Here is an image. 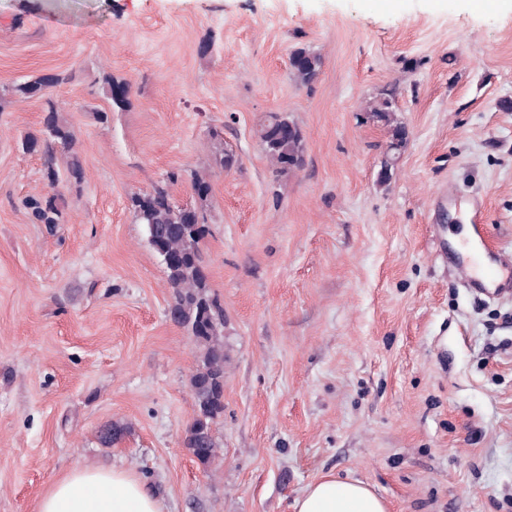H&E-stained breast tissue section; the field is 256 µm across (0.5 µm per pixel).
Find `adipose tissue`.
<instances>
[{
  "label": "adipose tissue",
  "mask_w": 512,
  "mask_h": 512,
  "mask_svg": "<svg viewBox=\"0 0 512 512\" xmlns=\"http://www.w3.org/2000/svg\"><path fill=\"white\" fill-rule=\"evenodd\" d=\"M37 512H162V505L129 470L85 466L55 481ZM293 512H387V506L369 485L327 473L294 500Z\"/></svg>",
  "instance_id": "ef3b65f1"
}]
</instances>
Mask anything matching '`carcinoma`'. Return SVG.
<instances>
[{
    "mask_svg": "<svg viewBox=\"0 0 512 512\" xmlns=\"http://www.w3.org/2000/svg\"><path fill=\"white\" fill-rule=\"evenodd\" d=\"M320 58L305 48L293 51L289 66L297 83L308 86L317 77ZM68 80L65 75L39 77L12 85L10 95L16 102L32 98L43 101L45 119L41 129L27 135L23 147L29 152L39 153L43 158L44 176L54 188L60 179L59 159H65L68 176L76 181L83 177V166L74 151L75 133L69 123L59 116L57 103L50 88ZM103 87L113 103L120 108L130 105L129 84L116 81L112 76L103 78ZM373 120L388 128L389 140L381 173L382 182L389 181L394 168L407 143V131L396 121L392 108V96L384 94L370 107ZM264 153L275 173L285 175L300 170L305 164V137L299 125L287 114L274 112L268 116L260 131ZM170 197L168 188L155 186L149 191L135 194L131 198L136 219L144 225L145 232L155 231L149 239L155 252L180 253L183 235L171 231L178 224L189 227L201 225L195 242L204 236L205 218L201 208L184 209L166 202ZM59 195L47 194L28 197L24 207L37 224H56L59 220ZM200 252L184 257L180 262L166 266L170 287L174 290L173 303L178 313L177 323L192 336L199 348V361L190 377L194 395L193 419L188 428L184 447L202 466H210L220 454L214 437V427L224 418V393L220 380L224 379V341L222 334L213 331L214 326L224 324V308L218 297L212 294L208 276L201 272ZM125 428L109 423L100 431L103 447L110 448Z\"/></svg>",
    "mask_w": 512,
    "mask_h": 512,
    "instance_id": "obj_1",
    "label": "carcinoma"
}]
</instances>
